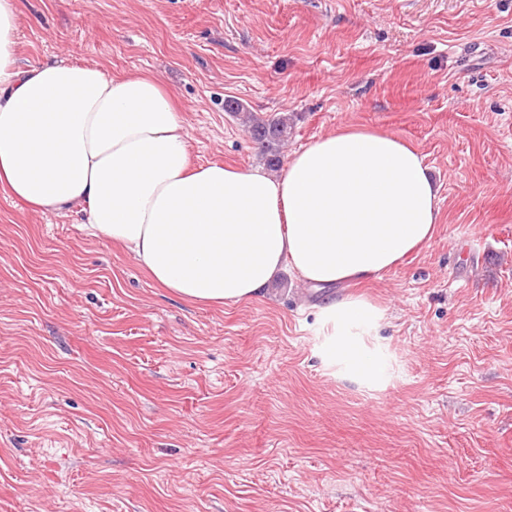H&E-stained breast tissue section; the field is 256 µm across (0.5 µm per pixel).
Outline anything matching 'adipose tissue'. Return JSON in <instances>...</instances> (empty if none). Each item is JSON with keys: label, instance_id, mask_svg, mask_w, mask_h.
<instances>
[{"label": "adipose tissue", "instance_id": "1", "mask_svg": "<svg viewBox=\"0 0 512 512\" xmlns=\"http://www.w3.org/2000/svg\"><path fill=\"white\" fill-rule=\"evenodd\" d=\"M16 0H0V186L28 208H78L155 282L197 303L260 298L282 272L323 288L376 278L427 243L438 189L401 138L349 128L294 152L280 174L191 167L180 109L151 76L18 61ZM383 312L347 296L317 314L316 354L339 379L382 390L393 358Z\"/></svg>", "mask_w": 512, "mask_h": 512}]
</instances>
